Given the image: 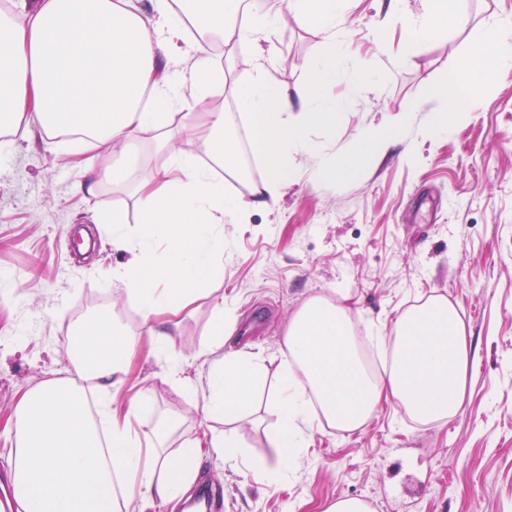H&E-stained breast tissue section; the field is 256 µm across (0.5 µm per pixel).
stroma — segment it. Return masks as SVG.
<instances>
[{
	"label": "stroma",
	"mask_w": 512,
	"mask_h": 512,
	"mask_svg": "<svg viewBox=\"0 0 512 512\" xmlns=\"http://www.w3.org/2000/svg\"><path fill=\"white\" fill-rule=\"evenodd\" d=\"M471 25L497 37L512 15V0H461ZM345 42L343 64L366 69L368 82L344 81L323 93L339 104L334 124L307 123L303 136L321 150H357L364 134L396 126L399 138L361 157L357 177L318 176L304 151L294 152L295 174L276 210L254 203L251 186L268 169L254 153L251 185L225 184L227 196L248 202L245 223L224 225V273L172 332L184 373L205 378L228 350L263 352L266 371L246 418L236 422L248 458L274 462L271 443L278 413L270 401L279 376L288 325L315 296L349 297L360 355L374 347L368 331L391 335L396 319L432 297L451 302L465 323L473 377L452 419L425 422L397 403L381 404L367 424L343 432L316 418L303 448L277 485L232 465L208 449L200 478L222 486L218 512H326L337 498L369 502L371 512H512V69L494 74L476 106L454 117L448 136L433 134L440 106L432 96L455 70L466 67L467 28L407 42L392 0H346L336 29ZM267 63L292 103L324 55L325 36L285 17ZM225 126L239 140L247 118L238 87L255 71L251 45H221ZM0 157V472L15 446V406L26 391L50 379L84 381L68 355L76 319L113 315L139 338L138 354L115 397L148 400L136 426L142 438L175 449L202 430H224L206 416L201 395L178 387L168 361L151 351L138 306L110 282L127 259L101 233L79 255L82 225L119 209L136 223L130 185L166 163L154 134L137 143V163L125 181L104 184L91 197L75 194L74 157L61 139L10 137ZM224 298V345L209 348L216 296ZM176 419L171 436L158 437L161 416Z\"/></svg>",
	"instance_id": "obj_1"
}]
</instances>
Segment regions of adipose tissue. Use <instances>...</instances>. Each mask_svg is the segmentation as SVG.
<instances>
[{
	"label": "adipose tissue",
	"mask_w": 512,
	"mask_h": 512,
	"mask_svg": "<svg viewBox=\"0 0 512 512\" xmlns=\"http://www.w3.org/2000/svg\"><path fill=\"white\" fill-rule=\"evenodd\" d=\"M19 11H0V134L18 128L47 137L75 134L74 155L123 153L141 134L163 128L172 108L186 112L199 153L168 146V161L136 186L137 231H128L116 210L99 217L115 250L128 260L112 269V282L141 311L143 324L171 365L180 356L170 331L209 289L224 261V224L244 220V203L224 194L221 166H234L236 152L224 138V112L197 110L199 100L221 94L224 69L212 59V38L226 44L270 41L286 12L300 24H314L328 43L311 70L304 110L293 114L287 93L264 62L238 89V106L254 121L269 177L251 194L276 207L292 171L289 151L305 148L316 174L355 177L357 153L324 154L306 145L302 127L332 122L336 104L323 85L346 79L361 86L364 71H345V52L336 38L345 0H19ZM420 17L402 15L406 40L422 42L466 23L457 0H421ZM469 65L442 84L435 97L451 112H465L492 70L512 69V55L490 45L482 28H471L465 47ZM346 301H307L292 318L280 364L276 404L279 427L273 436L276 466L252 465L256 475L277 481L288 470L317 416L347 432L360 430L375 408L395 401L404 411L431 422L456 415L464 403L469 371L465 326L455 306L432 299L397 320L388 344L392 369L384 379L367 376L356 348ZM73 355L97 381V416L87 410L82 387L51 380L25 392L15 409L16 448L10 478L17 512H109L113 486L124 499L139 497L144 512L156 501L173 502L197 478L203 448H220L238 460L234 430L204 433L201 440L170 452L143 443L132 415L145 400L138 393L126 414L112 407V392L136 341L111 316L77 320ZM265 359L231 351L212 364L205 387L186 377L177 385L201 392L203 410L234 422L245 417Z\"/></svg>",
	"instance_id": "adipose-tissue-1"
}]
</instances>
